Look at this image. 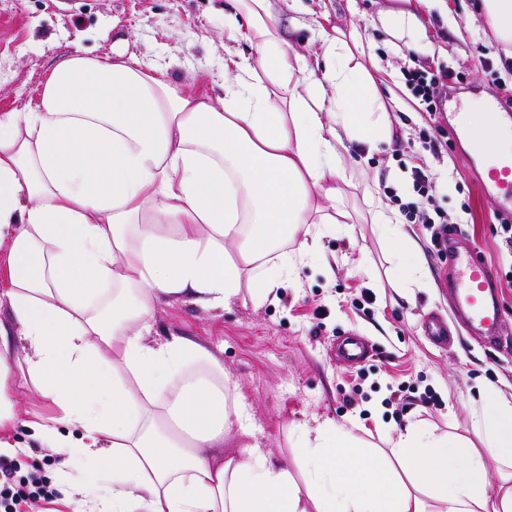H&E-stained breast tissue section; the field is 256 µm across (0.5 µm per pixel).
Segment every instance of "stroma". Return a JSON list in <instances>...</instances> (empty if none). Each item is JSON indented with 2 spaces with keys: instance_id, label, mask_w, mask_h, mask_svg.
<instances>
[{
  "instance_id": "35a3bbf8",
  "label": "stroma",
  "mask_w": 512,
  "mask_h": 512,
  "mask_svg": "<svg viewBox=\"0 0 512 512\" xmlns=\"http://www.w3.org/2000/svg\"><path fill=\"white\" fill-rule=\"evenodd\" d=\"M225 0H0V113L22 110L62 54L81 50L104 57L122 50L165 69L178 85L196 82L211 97L224 94V56L248 52L224 27ZM480 0H270L289 51L313 59L320 32L351 39L363 64L389 72L380 96L389 134L360 160L356 187L340 206L351 212V234L327 231L321 243L331 270L305 266L278 288L276 300L255 304L241 289L228 308L188 302L159 305L155 328L191 335L209 345L238 385L262 447L295 454L293 428L316 429L325 420L353 425L376 448H388L404 426L471 433L470 408L483 386L512 393V323L508 349L485 342L452 320L445 277L447 255L433 248L425 225L406 223L421 248L430 282L398 287L389 276L388 247L367 220L374 208L409 206L452 217L458 240L475 245L497 279L512 274V250L494 217L481 171L457 141L458 112L494 100L512 88V67L487 53L490 34ZM447 67L461 75L436 118L413 99L405 69ZM426 169L425 195L413 188V168ZM448 321L447 347L424 336L429 317ZM356 335L369 346L357 366L337 364L339 339Z\"/></svg>"
}]
</instances>
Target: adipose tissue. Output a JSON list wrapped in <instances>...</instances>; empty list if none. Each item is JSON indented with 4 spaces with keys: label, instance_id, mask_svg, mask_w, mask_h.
I'll list each match as a JSON object with an SVG mask.
<instances>
[{
    "label": "adipose tissue",
    "instance_id": "1",
    "mask_svg": "<svg viewBox=\"0 0 512 512\" xmlns=\"http://www.w3.org/2000/svg\"><path fill=\"white\" fill-rule=\"evenodd\" d=\"M250 54L213 99L117 50L60 56L36 104L0 113V456L20 431L58 459L71 512H512V397L486 387L473 437L411 425L390 456L325 421L299 434L302 471L249 443L235 382L205 344L159 337L155 308L209 307L248 286L265 303L339 226L354 167L387 131L374 75L323 36L289 55L269 0H232ZM374 231L403 280L421 251L392 211ZM292 241L283 250V241ZM209 378L189 380L190 363ZM46 413L20 419V386Z\"/></svg>",
    "mask_w": 512,
    "mask_h": 512
}]
</instances>
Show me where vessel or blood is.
<instances>
[{"label": "vessel or blood", "instance_id": "1", "mask_svg": "<svg viewBox=\"0 0 512 512\" xmlns=\"http://www.w3.org/2000/svg\"><path fill=\"white\" fill-rule=\"evenodd\" d=\"M483 160L486 190L512 202V155L487 154ZM494 281V269L475 247L449 243L447 288L456 316L489 343L498 342L503 324L512 319V314L499 305L492 292ZM367 354V347L353 337L336 346L337 361L348 366L362 362Z\"/></svg>", "mask_w": 512, "mask_h": 512}]
</instances>
